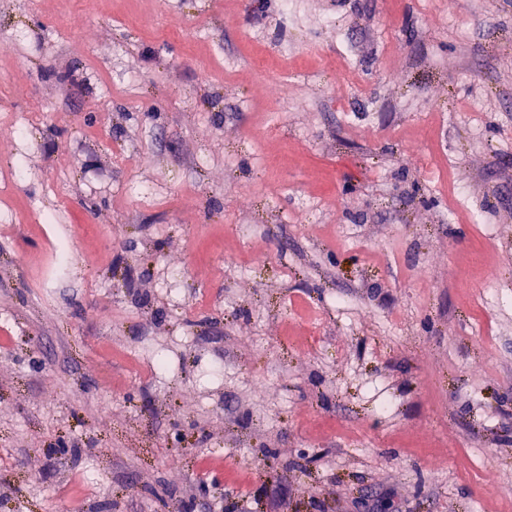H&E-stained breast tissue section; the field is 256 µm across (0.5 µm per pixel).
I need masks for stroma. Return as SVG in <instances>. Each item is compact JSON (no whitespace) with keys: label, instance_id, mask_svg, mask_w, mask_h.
<instances>
[{"label":"stroma","instance_id":"stroma-1","mask_svg":"<svg viewBox=\"0 0 512 512\" xmlns=\"http://www.w3.org/2000/svg\"><path fill=\"white\" fill-rule=\"evenodd\" d=\"M1 126L0 512H512V0H0Z\"/></svg>","mask_w":512,"mask_h":512}]
</instances>
